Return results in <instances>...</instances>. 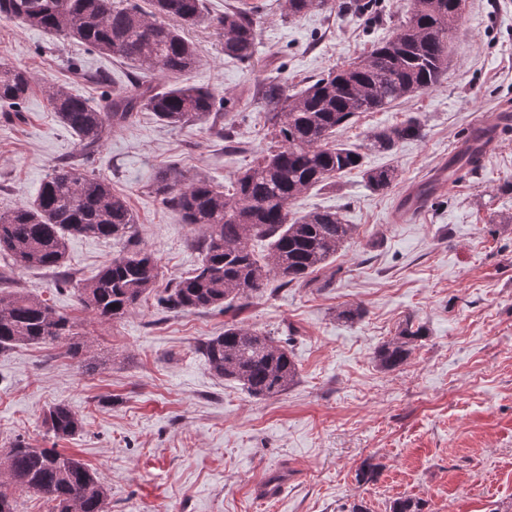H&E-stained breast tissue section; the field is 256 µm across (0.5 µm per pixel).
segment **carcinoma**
I'll use <instances>...</instances> for the list:
<instances>
[{"instance_id": "obj_1", "label": "carcinoma", "mask_w": 512, "mask_h": 512, "mask_svg": "<svg viewBox=\"0 0 512 512\" xmlns=\"http://www.w3.org/2000/svg\"><path fill=\"white\" fill-rule=\"evenodd\" d=\"M380 0H285L290 17L336 10L375 21ZM152 11L116 0H0V20H18L28 28L74 38L102 55L138 63L180 80L162 90L133 80L112 95L103 111L64 85H51L47 99L59 122L91 152L115 126L147 110L172 127L204 124L221 115L224 98L190 81L199 60L181 29L204 18V0H151ZM459 18L458 0H411L407 19L377 42L369 55L331 70L290 93L275 77L261 90L271 141L266 153L238 172L231 189L204 176L188 177L175 168L159 171L156 193L180 211L183 221L201 230L200 265L164 289L159 303L175 311L225 310L264 291L270 277L280 285L302 284L329 267L353 237L331 210L303 215L289 205L309 189L363 170L375 192L390 189L395 168H363L370 153L393 151L401 142L425 137L422 123L410 117L401 124L370 132L358 144L336 139L362 112H378L393 103L440 85L448 71L450 49ZM224 42V55L240 62L256 49L254 19L240 9L211 19ZM32 86L30 72L0 64V104L23 118ZM135 224L126 199L105 179L89 175L74 162L57 164L42 182L33 202L0 211V258L22 269L59 270L66 264L70 236L120 239ZM267 244L260 255L251 246ZM160 272L146 253L114 259L82 289L81 304L104 320L119 319L156 291ZM67 318L38 296L23 290L0 292V352L17 345H38L69 335ZM427 330L408 319L396 336L374 352L377 366L393 371L407 363ZM209 369L239 383L256 398H270L292 386L298 368L274 338L238 323L201 344ZM56 438L82 430L81 419L66 404L45 416ZM0 473V512H16L11 489L19 487L54 503V512H106L104 485L79 459L55 448H32L20 441L5 453Z\"/></svg>"}]
</instances>
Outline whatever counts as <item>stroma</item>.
<instances>
[{"instance_id": "stroma-1", "label": "stroma", "mask_w": 512, "mask_h": 512, "mask_svg": "<svg viewBox=\"0 0 512 512\" xmlns=\"http://www.w3.org/2000/svg\"><path fill=\"white\" fill-rule=\"evenodd\" d=\"M245 3L257 8L251 62L226 57L209 24L184 31L199 58L192 82L228 100L216 127H168L143 111L87 159L51 112L48 86L67 84L101 107L90 75L117 89L142 69L0 20V62L33 78L22 118L0 106V210L32 201L56 164L73 161L108 179L136 218L121 240L71 238L65 274L9 271L10 289L38 295L74 327L66 339L0 353V449L21 440L76 456L106 487L108 512H351L356 504L390 512L400 497L421 500L424 512H512V128L476 174L448 179L421 209L397 208L439 173L478 118L512 110V0H465L443 83L361 113L340 132L359 143L419 118L423 140L366 158L398 169L390 190L370 191L354 171L291 202L299 214L339 211L356 227L328 286L273 279L225 312L168 310L152 294L112 322L82 307L81 288L122 253H151L164 284L199 265V231L154 192L159 169L230 184L269 145L255 95L268 76L302 88L365 56L410 9V0H383L368 27L333 11L291 21L283 0L206 7L213 17ZM347 303L364 308L361 320L336 321V306ZM408 318L426 326V340L399 369H379L374 349ZM232 321L287 343L296 383L257 399L215 376L199 346ZM56 403L82 419L81 432L48 433L44 414ZM367 466L374 473L364 480ZM278 472L288 475L283 496L257 503V483Z\"/></svg>"}]
</instances>
